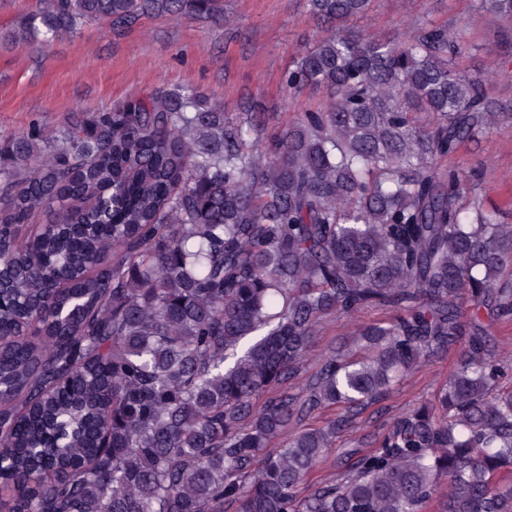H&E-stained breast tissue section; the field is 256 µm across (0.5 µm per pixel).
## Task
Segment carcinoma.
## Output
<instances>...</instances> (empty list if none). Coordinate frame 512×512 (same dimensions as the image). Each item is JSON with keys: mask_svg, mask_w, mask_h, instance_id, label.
Returning a JSON list of instances; mask_svg holds the SVG:
<instances>
[{"mask_svg": "<svg viewBox=\"0 0 512 512\" xmlns=\"http://www.w3.org/2000/svg\"><path fill=\"white\" fill-rule=\"evenodd\" d=\"M309 2L338 26L284 90L326 104L262 144L259 114L184 88L0 147V336L42 332L0 348L10 512H422L444 485L441 512H512V364L490 333L512 320V224L475 170L445 165L501 106L460 69L466 27L380 40L349 27L371 0ZM474 7L512 21V0ZM221 11L46 0L10 38ZM41 212L62 227L18 244ZM382 307L362 354L333 348L305 375L326 319ZM460 340L433 402L306 484L365 406ZM340 452L341 450L336 449V453L331 456L328 462L315 468L309 475L308 483L318 484L328 480H335L336 476L347 467L344 465V460L341 461L342 463H340V460L336 462L337 454Z\"/></svg>", "mask_w": 512, "mask_h": 512, "instance_id": "cac0c4a2", "label": "carcinoma"}]
</instances>
